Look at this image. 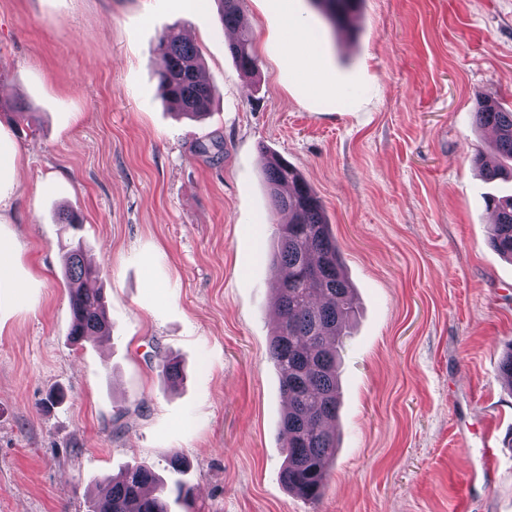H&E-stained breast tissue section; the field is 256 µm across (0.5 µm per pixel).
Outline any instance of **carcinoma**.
Listing matches in <instances>:
<instances>
[{"label": "carcinoma", "instance_id": "obj_1", "mask_svg": "<svg viewBox=\"0 0 512 512\" xmlns=\"http://www.w3.org/2000/svg\"><path fill=\"white\" fill-rule=\"evenodd\" d=\"M227 29L240 30L228 52L247 75L258 68L252 40L241 29L238 0H217ZM335 27H343L358 11L360 0H315ZM159 84L169 104L190 116L208 110L214 87L203 76L196 47L170 32L158 45ZM476 124L493 129L494 149L512 161V110L484 99L475 112ZM266 184L273 207L288 213V223L278 225L272 264L280 269L274 286L275 330L269 355L280 376L287 400L281 419L285 461L280 477L288 492L310 503L321 499L328 462L336 448L335 429L329 427L339 407L337 345L357 306L343 272L336 240L332 237L323 204L288 160L270 156L264 163ZM495 215L489 225V243L512 260V196H486ZM72 324L69 339L78 343L109 334L102 291L81 288L93 276L81 246L65 256ZM191 488L183 482L167 488L145 466L125 468L118 478L99 487L91 512H173L172 505L189 503Z\"/></svg>", "mask_w": 512, "mask_h": 512}]
</instances>
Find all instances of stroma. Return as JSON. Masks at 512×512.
Instances as JSON below:
<instances>
[{
	"label": "stroma",
	"instance_id": "35a3bbf8",
	"mask_svg": "<svg viewBox=\"0 0 512 512\" xmlns=\"http://www.w3.org/2000/svg\"><path fill=\"white\" fill-rule=\"evenodd\" d=\"M239 8L252 78L216 0H0V512H89L97 484L135 463L171 479L177 453L193 497L175 512H512V260L484 201L512 180L472 162L497 161L480 102L512 107V0H362L340 30L314 0ZM290 14L328 90L284 55ZM172 30L216 88L203 118L160 94ZM267 153L320 197L358 301L315 504L279 479ZM64 208L112 326L77 345ZM228 52L238 68L247 75L254 74L258 68V58L252 47V40L246 30H241L238 38L228 46Z\"/></svg>",
	"mask_w": 512,
	"mask_h": 512
}]
</instances>
